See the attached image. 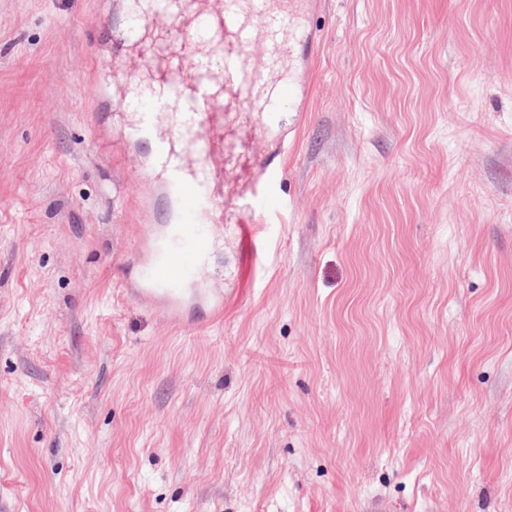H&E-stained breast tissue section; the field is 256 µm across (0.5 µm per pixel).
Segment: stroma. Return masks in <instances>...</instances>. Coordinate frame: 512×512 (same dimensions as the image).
<instances>
[{
	"instance_id": "stroma-1",
	"label": "stroma",
	"mask_w": 512,
	"mask_h": 512,
	"mask_svg": "<svg viewBox=\"0 0 512 512\" xmlns=\"http://www.w3.org/2000/svg\"><path fill=\"white\" fill-rule=\"evenodd\" d=\"M129 11L0 0V512H512V0H320L281 191L180 329L120 71L186 46ZM261 147L225 121V196Z\"/></svg>"
}]
</instances>
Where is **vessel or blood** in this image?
<instances>
[{
	"label": "vessel or blood",
	"mask_w": 512,
	"mask_h": 512,
	"mask_svg": "<svg viewBox=\"0 0 512 512\" xmlns=\"http://www.w3.org/2000/svg\"><path fill=\"white\" fill-rule=\"evenodd\" d=\"M176 31L205 53L168 61L149 86L134 85V98L148 97L138 112L136 141L149 147L166 200L171 230L165 245L144 239L135 261L139 292L161 306L166 320L182 325L183 296L209 254L212 238L205 221L224 211V197L209 184L222 181L223 167L207 164L214 151L211 133L224 117L259 114L256 133L279 136L288 112L305 108L309 66L315 58L310 17L316 0H167ZM259 65H251L254 53ZM169 131H160L159 113ZM250 209L261 214L277 193L282 165L278 155L255 159Z\"/></svg>",
	"instance_id": "b4317fda"
}]
</instances>
